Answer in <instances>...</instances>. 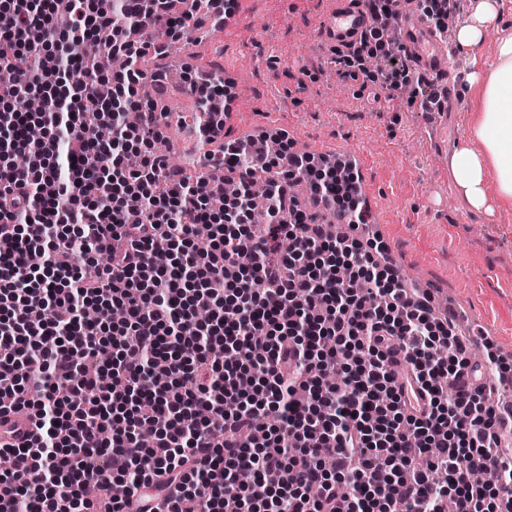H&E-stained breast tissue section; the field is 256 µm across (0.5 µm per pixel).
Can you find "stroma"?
Listing matches in <instances>:
<instances>
[{"mask_svg":"<svg viewBox=\"0 0 512 512\" xmlns=\"http://www.w3.org/2000/svg\"><path fill=\"white\" fill-rule=\"evenodd\" d=\"M327 0H242L231 28H190L172 55L145 67L232 70L241 81L238 124L229 138L276 126L294 151L357 150L370 160L367 180L386 210L382 240L407 287L429 283L457 304L469 327L512 361V207L487 217L467 210L454 190L450 157L468 134L479 90L466 82L457 52L444 84L423 85L416 104L374 102L369 81L343 80L315 38ZM454 104L436 108L441 86Z\"/></svg>","mask_w":512,"mask_h":512,"instance_id":"stroma-1","label":"stroma"}]
</instances>
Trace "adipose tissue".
I'll return each instance as SVG.
<instances>
[{
    "instance_id": "1",
    "label": "adipose tissue",
    "mask_w": 512,
    "mask_h": 512,
    "mask_svg": "<svg viewBox=\"0 0 512 512\" xmlns=\"http://www.w3.org/2000/svg\"><path fill=\"white\" fill-rule=\"evenodd\" d=\"M499 0H475L468 21L457 31L459 48L478 50ZM469 83L481 87L470 126V144L455 148L450 168L454 186L472 212L486 216L512 206V34H504L490 60L474 65Z\"/></svg>"
}]
</instances>
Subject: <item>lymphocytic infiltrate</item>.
Here are the masks:
<instances>
[{
    "mask_svg": "<svg viewBox=\"0 0 512 512\" xmlns=\"http://www.w3.org/2000/svg\"><path fill=\"white\" fill-rule=\"evenodd\" d=\"M197 2L0 0V413L36 429L0 447V512H512V411L488 401L512 367L472 361L353 236L354 172L240 144L215 152L227 197L156 150L130 28L180 39ZM109 53L126 65L96 68Z\"/></svg>",
    "mask_w": 512,
    "mask_h": 512,
    "instance_id": "lymphocytic-infiltrate-1",
    "label": "lymphocytic infiltrate"
}]
</instances>
